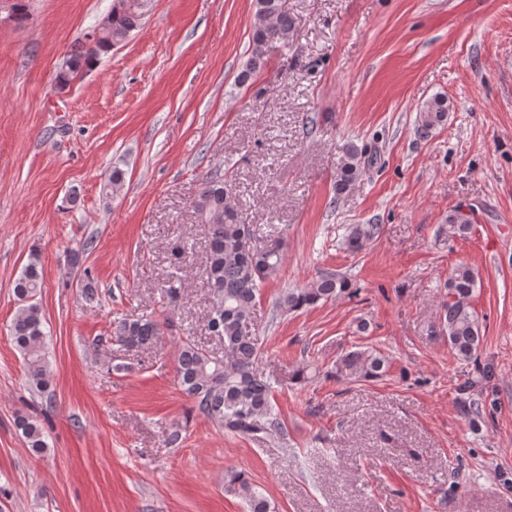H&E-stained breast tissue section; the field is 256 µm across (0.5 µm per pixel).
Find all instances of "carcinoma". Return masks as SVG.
I'll return each instance as SVG.
<instances>
[{
    "instance_id": "carcinoma-1",
    "label": "carcinoma",
    "mask_w": 512,
    "mask_h": 512,
    "mask_svg": "<svg viewBox=\"0 0 512 512\" xmlns=\"http://www.w3.org/2000/svg\"><path fill=\"white\" fill-rule=\"evenodd\" d=\"M143 0H113L108 12L110 22L101 28L95 45L83 43L69 52L57 71L56 81L66 87L81 72L93 68L99 57L122 43L142 17ZM294 29V20L282 9L280 0H257V11L251 36L252 54L245 71L246 82L261 66L265 48ZM448 106L438 96L428 102L417 115L416 131L429 137L447 118ZM367 148L350 145L336 171V196L344 194L363 174ZM224 179L218 175L203 180L194 202L197 222L206 229L205 275L210 295L207 327L224 343V356L216 357L191 340L181 342L177 354V380L182 393L193 402L196 411L214 426L228 431L259 437L282 431L274 413L271 381L258 369L261 345L248 333L260 296L262 283L278 273L282 257L275 241L263 248L251 245L253 225L244 222L238 211L224 201ZM473 217L456 206L448 212L445 232L453 239L465 236ZM379 232L377 224H353L348 229L345 245L359 251ZM478 282L477 273L466 264L458 265L448 279V306L445 309L448 346L460 360L467 361L477 352L482 341L481 323L469 298ZM43 285V268L39 255H30L13 291L19 301L10 336L26 369L31 391L50 396L49 361L46 331L40 308L34 302ZM348 280L337 274H325L304 288H287L276 301L283 312L298 311L321 301L335 299L348 292ZM159 333V322L150 316H132L118 321L115 341L128 349L152 343ZM390 358L375 348L349 350L336 359V377L349 380H375L386 375ZM16 427L27 447L35 454L48 448L47 433L33 418L19 417ZM225 491L247 505V512H273L266 495L253 486L243 473L230 470L224 479Z\"/></svg>"
}]
</instances>
